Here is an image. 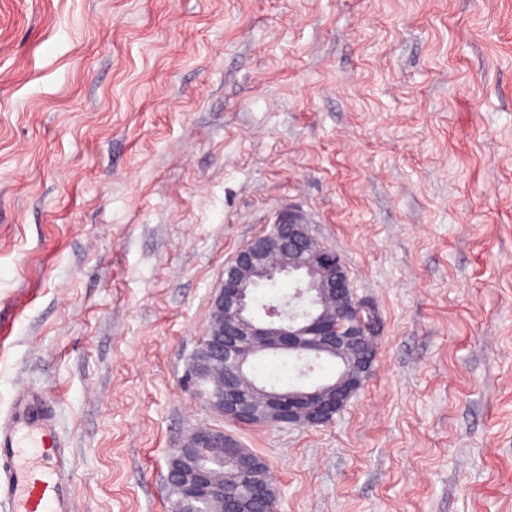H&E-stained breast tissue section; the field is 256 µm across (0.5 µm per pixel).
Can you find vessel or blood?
<instances>
[{"label":"vessel or blood","mask_w":512,"mask_h":512,"mask_svg":"<svg viewBox=\"0 0 512 512\" xmlns=\"http://www.w3.org/2000/svg\"><path fill=\"white\" fill-rule=\"evenodd\" d=\"M69 470L55 408L18 387L0 420V512H75Z\"/></svg>","instance_id":"1"}]
</instances>
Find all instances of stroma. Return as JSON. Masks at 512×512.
Returning a JSON list of instances; mask_svg holds the SVG:
<instances>
[{
	"label": "stroma",
	"instance_id": "35a3bbf8",
	"mask_svg": "<svg viewBox=\"0 0 512 512\" xmlns=\"http://www.w3.org/2000/svg\"><path fill=\"white\" fill-rule=\"evenodd\" d=\"M286 204L377 361L328 425H239L186 371ZM19 385L77 512H169L198 428L278 512H512V0H0V416Z\"/></svg>",
	"mask_w": 512,
	"mask_h": 512
}]
</instances>
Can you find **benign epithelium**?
Instances as JSON below:
<instances>
[{"instance_id":"benign-epithelium-1","label":"benign epithelium","mask_w":512,"mask_h":512,"mask_svg":"<svg viewBox=\"0 0 512 512\" xmlns=\"http://www.w3.org/2000/svg\"><path fill=\"white\" fill-rule=\"evenodd\" d=\"M229 273L211 304L210 321L200 337L201 357L193 362L189 376L197 379L212 367L232 358V354L255 345L268 352L305 355L311 350L334 351L350 347L357 351L362 375L341 377L333 386L305 390L283 400L270 394L266 410L259 415L240 395L238 381L244 365L237 360L224 370L222 385L211 389L207 406L217 415L244 425L322 426L334 420L349 400L364 386L374 371L375 342H365V335L376 336L380 324L373 309L352 293L353 287L342 257L320 245L311 225L298 224L290 218L275 224L267 233L253 238L227 263ZM274 280L290 273L301 274L311 290L296 288L289 300L266 311V320L243 322L249 313V299L239 287L238 274ZM312 293L322 299L337 297L340 308L333 314L312 309L300 315V300ZM203 448H230L240 445L219 429L189 433L167 461L166 483L184 500H202L213 492L209 464Z\"/></svg>"}]
</instances>
